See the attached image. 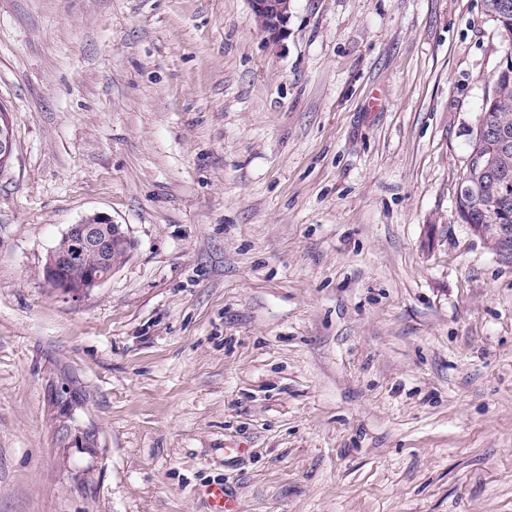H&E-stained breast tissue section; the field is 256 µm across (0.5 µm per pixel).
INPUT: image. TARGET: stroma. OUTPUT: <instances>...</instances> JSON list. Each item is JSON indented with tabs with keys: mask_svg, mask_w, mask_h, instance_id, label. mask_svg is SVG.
Wrapping results in <instances>:
<instances>
[{
	"mask_svg": "<svg viewBox=\"0 0 512 512\" xmlns=\"http://www.w3.org/2000/svg\"><path fill=\"white\" fill-rule=\"evenodd\" d=\"M511 50L484 0H293L276 42L0 0V512H512V254L455 203ZM95 212L131 256L61 295ZM0 114V166L10 164L15 150V137L12 122L8 112ZM134 243L122 224L101 213L71 224L51 251L44 279L63 295L79 297L123 265ZM210 512H238L239 508L233 496L224 490L223 485L206 490Z\"/></svg>",
	"mask_w": 512,
	"mask_h": 512,
	"instance_id": "1",
	"label": "stroma"
}]
</instances>
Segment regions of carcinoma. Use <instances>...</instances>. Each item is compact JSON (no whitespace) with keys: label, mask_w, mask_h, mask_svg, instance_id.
Masks as SVG:
<instances>
[{"label":"carcinoma","mask_w":512,"mask_h":512,"mask_svg":"<svg viewBox=\"0 0 512 512\" xmlns=\"http://www.w3.org/2000/svg\"><path fill=\"white\" fill-rule=\"evenodd\" d=\"M505 2L511 8L502 9ZM485 6L512 46V0H485ZM488 117L512 130V56L497 72L495 92L485 100L479 120L484 122ZM471 151L483 154L489 167L466 171L464 183L477 186L478 193L457 200L462 220L467 224L512 225V146L504 152L495 141L476 136Z\"/></svg>","instance_id":"1"}]
</instances>
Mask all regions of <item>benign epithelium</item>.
Returning <instances> with one entry per match:
<instances>
[{
  "label": "benign epithelium",
  "instance_id": "7a95c632",
  "mask_svg": "<svg viewBox=\"0 0 512 512\" xmlns=\"http://www.w3.org/2000/svg\"><path fill=\"white\" fill-rule=\"evenodd\" d=\"M255 22L271 40L284 32L292 0H249ZM15 150L9 113L0 114V165L8 166ZM134 243L123 225L94 213L68 227L51 251L43 269L44 279L56 291L74 298L107 280L123 265Z\"/></svg>",
  "mask_w": 512,
  "mask_h": 512
}]
</instances>
